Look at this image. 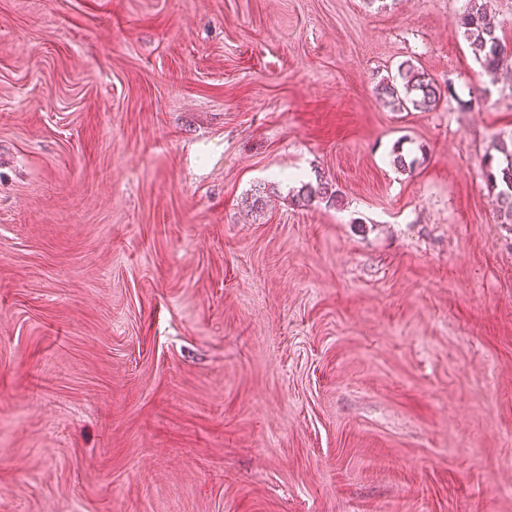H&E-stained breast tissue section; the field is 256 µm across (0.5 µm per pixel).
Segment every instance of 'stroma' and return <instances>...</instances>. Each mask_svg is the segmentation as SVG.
<instances>
[{
    "label": "stroma",
    "mask_w": 512,
    "mask_h": 512,
    "mask_svg": "<svg viewBox=\"0 0 512 512\" xmlns=\"http://www.w3.org/2000/svg\"><path fill=\"white\" fill-rule=\"evenodd\" d=\"M466 6L0 0V512H512ZM447 94H452L451 86L442 88L409 61L402 62L396 74L384 78L376 88L377 97L396 112L430 111ZM296 202L298 205L304 206L315 198H328L331 202L337 201L336 190H332V186L327 182L319 179L315 185L311 183L303 184L296 193Z\"/></svg>",
    "instance_id": "1"
}]
</instances>
